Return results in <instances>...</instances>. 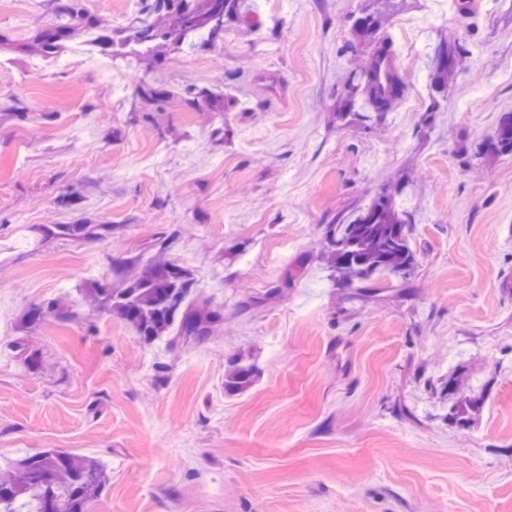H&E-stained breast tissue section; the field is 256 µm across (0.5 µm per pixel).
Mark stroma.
Here are the masks:
<instances>
[{
  "label": "stroma",
  "mask_w": 512,
  "mask_h": 512,
  "mask_svg": "<svg viewBox=\"0 0 512 512\" xmlns=\"http://www.w3.org/2000/svg\"><path fill=\"white\" fill-rule=\"evenodd\" d=\"M447 2L397 0L380 35L409 91L363 121L362 0H257L258 30L159 56L125 44L128 0H0V468L97 458L90 512H512V157L485 152L512 111V0ZM68 4L92 51L75 71L40 51ZM444 33L470 58L438 98ZM403 177L414 268L339 284L329 225ZM165 241L222 313L209 336L147 344L81 300ZM59 298L72 318L27 323ZM239 353L256 375L229 394ZM453 374L484 396L467 426Z\"/></svg>",
  "instance_id": "obj_1"
}]
</instances>
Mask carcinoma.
Segmentation results:
<instances>
[{"mask_svg":"<svg viewBox=\"0 0 512 512\" xmlns=\"http://www.w3.org/2000/svg\"><path fill=\"white\" fill-rule=\"evenodd\" d=\"M391 2L363 0L354 29L360 40L372 43V50L368 61L350 71L345 82L347 104L361 98L378 114L390 110L408 90L401 73L388 64L385 39L376 38L387 21ZM252 12L250 0H154L142 10L124 43H152L172 52L201 32L214 41L223 36L226 23ZM62 16L67 21L43 36L41 52L46 56L56 53L60 43L70 36L77 12L67 5L62 8ZM467 56L469 51L459 42L440 36L429 60L436 92H448L449 81ZM489 149L497 155H512V112L500 116ZM404 187L402 182L383 188L370 205L347 223L336 225L326 237L327 261L344 282L366 280L377 270L404 275L414 266L415 255L408 240L411 216L396 205V195ZM192 285L185 269L170 259L158 258L134 273L121 288L92 283L84 290L85 299L96 308L116 315L145 341L152 342L170 332L178 313L182 337L207 336L220 321V313L208 305L187 302ZM48 311L60 318L70 316L68 307L52 303L45 309L32 308L28 321L35 323ZM253 374L251 366L239 357L233 358L224 377V390L233 393L246 388ZM480 403L479 397L453 401L448 407V419L466 424ZM106 482V468L97 459L78 458L59 449L46 450L18 460L10 472L0 475V512H88Z\"/></svg>","mask_w":512,"mask_h":512,"instance_id":"1","label":"carcinoma"}]
</instances>
